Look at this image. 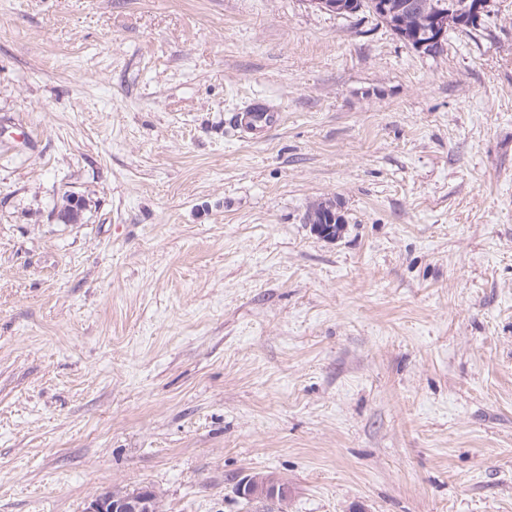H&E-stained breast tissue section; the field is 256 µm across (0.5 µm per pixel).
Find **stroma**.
Instances as JSON below:
<instances>
[{"instance_id":"obj_1","label":"stroma","mask_w":512,"mask_h":512,"mask_svg":"<svg viewBox=\"0 0 512 512\" xmlns=\"http://www.w3.org/2000/svg\"><path fill=\"white\" fill-rule=\"evenodd\" d=\"M255 472L512 512V0L432 56L308 0H0V512H263ZM279 121V112L271 110L264 104L252 102L233 112L226 124L235 131L245 132L252 139L258 140L264 138ZM307 222L311 224L317 235L328 240L338 238L343 228L340 215L333 207L326 204L311 209ZM160 501L146 489L119 495L104 490L85 503L84 512H160Z\"/></svg>"}]
</instances>
